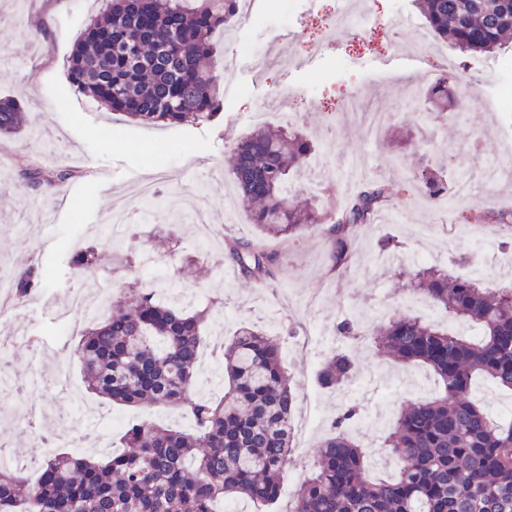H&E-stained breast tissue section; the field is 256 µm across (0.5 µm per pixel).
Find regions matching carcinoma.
Wrapping results in <instances>:
<instances>
[{"label":"carcinoma","instance_id":"carcinoma-1","mask_svg":"<svg viewBox=\"0 0 512 512\" xmlns=\"http://www.w3.org/2000/svg\"><path fill=\"white\" fill-rule=\"evenodd\" d=\"M238 0H110L103 19L86 25L69 60L74 87L101 106L142 125H197L223 110L216 32L239 18ZM427 29L463 52L492 55L512 40V0H414ZM450 77L428 92L434 111L448 119ZM23 112L0 98V136L17 133ZM316 156L314 145L284 126L264 125L230 150L229 178L248 204L258 230L253 240L233 239L226 257L245 276L274 278L273 240L328 226L334 267L354 253L357 230L374 223L390 196L368 180L336 220L290 191L292 174ZM68 173L38 167L28 177L58 187ZM420 193H446L442 171L414 170ZM100 241L70 260L75 272L95 266ZM49 270L32 262L18 271L10 296L26 304L45 287ZM438 313L482 329L477 339L451 333L439 322L393 314L366 333L383 357L420 364L436 376L441 394L404 408L382 441L396 458L390 480L369 475V456L350 429L359 406L347 402L322 440L320 453L299 483L288 512H512V420L491 419L470 397L475 378L512 391V288H485L465 269L420 267L410 280ZM107 315L90 319L69 349L91 391L109 403L161 406L191 417L181 431L145 416L130 422L125 450L103 460L51 453L29 482L0 468V512H220L247 499L254 512H271L280 495L291 448L296 395L280 363L279 348L256 324H245L220 346L224 395L194 397L201 329L214 308L193 311L158 297L142 283L106 299ZM353 363L335 354L320 378L335 386Z\"/></svg>","mask_w":512,"mask_h":512}]
</instances>
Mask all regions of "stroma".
I'll use <instances>...</instances> for the list:
<instances>
[{"label": "stroma", "instance_id": "1", "mask_svg": "<svg viewBox=\"0 0 512 512\" xmlns=\"http://www.w3.org/2000/svg\"><path fill=\"white\" fill-rule=\"evenodd\" d=\"M273 2L259 0L246 21L216 33V54L236 55L238 45L245 43L275 55ZM334 3L296 0L288 20L292 62L260 74L249 57L236 56L235 67L224 74L220 120L148 128L99 106L68 82L73 43L90 19L105 10L104 0H0V97L20 101L26 115L19 135L0 138V271L17 272L34 257L57 270L46 304L29 310L0 306V337L24 330L50 338L60 324L57 311L65 289L82 288L95 295L154 276L163 281L173 273L174 257L192 261L180 279L185 290L207 304L230 303L222 328L210 322L204 327L206 357L217 337H231L248 317L267 318L277 289L303 295L321 292L320 325L330 335L348 308L369 314L381 301L391 312L405 308L406 281L397 272L411 268L409 255L416 249L452 269L464 260L480 263L483 285L500 288L511 283L512 260L500 255L494 240L512 231L495 222L498 213L512 210V178L481 189L477 201L455 200L444 212L422 197L411 173L438 161L452 181L459 169L478 171L487 157L503 148L506 114L512 108L501 94L512 88V55L462 54L433 36L426 44L404 50L393 46V33L425 28L412 0H364L368 20L363 27L338 31L335 49H322L317 45L319 26ZM443 74L453 78L450 91L461 104L460 120L446 122L432 112L427 92ZM356 90L365 108L392 115L375 142L366 140L357 115L345 107ZM285 96L295 111L289 128L316 140L320 153H331L335 168L330 191L314 194L303 174L294 180L298 194L315 196L319 208L334 215L361 181L376 178L390 186V208L398 220L361 230L353 258L337 269L326 230L309 229L278 246L275 277L262 286L240 273L226 274L209 251L198 250L192 243V218L178 219L177 209L197 203L203 220L214 225L220 246L228 235L254 234L225 160L230 146L254 130L253 113ZM366 153L370 163L355 166V159ZM398 154L404 164L395 162ZM29 164L46 171L69 170L73 176L60 189L31 187L22 177ZM151 180L165 205L153 208L148 222H132L118 254L103 255L99 270L75 276L71 257L95 244V232L106 224L115 197H127L132 211H139L143 203L131 189ZM228 207L236 211L235 223L224 221ZM478 212L483 222H474ZM149 249L160 260L153 272L142 265V254ZM342 352L353 361L354 371L339 389L320 382L321 361L307 363L285 354L281 362L293 380L298 403L314 397L328 420L342 405L339 391L377 403L381 421L375 431L356 436L370 452L401 409L421 398L402 383V376L424 378L428 372L386 361L368 347L347 345ZM328 420L305 440L310 456H317Z\"/></svg>", "mask_w": 512, "mask_h": 512}]
</instances>
